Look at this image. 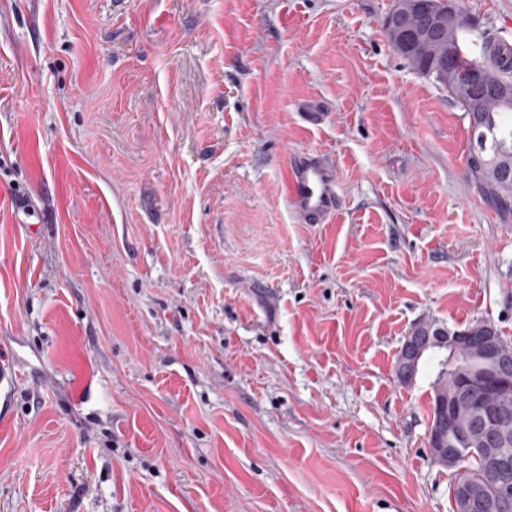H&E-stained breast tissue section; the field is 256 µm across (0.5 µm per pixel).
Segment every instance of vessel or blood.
I'll use <instances>...</instances> for the list:
<instances>
[{"mask_svg": "<svg viewBox=\"0 0 512 512\" xmlns=\"http://www.w3.org/2000/svg\"><path fill=\"white\" fill-rule=\"evenodd\" d=\"M286 194L293 211L308 224L326 222L341 203L335 168L315 153L304 154L291 164Z\"/></svg>", "mask_w": 512, "mask_h": 512, "instance_id": "obj_1", "label": "vessel or blood"}]
</instances>
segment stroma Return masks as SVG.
<instances>
[{
  "instance_id": "1",
  "label": "stroma",
  "mask_w": 512,
  "mask_h": 512,
  "mask_svg": "<svg viewBox=\"0 0 512 512\" xmlns=\"http://www.w3.org/2000/svg\"><path fill=\"white\" fill-rule=\"evenodd\" d=\"M463 2L470 57L512 39ZM392 5L0 0V512H452L435 370L394 364L422 322L512 341V212ZM286 194L302 221L322 224L340 208L336 169L320 155L306 153L290 165Z\"/></svg>"
}]
</instances>
